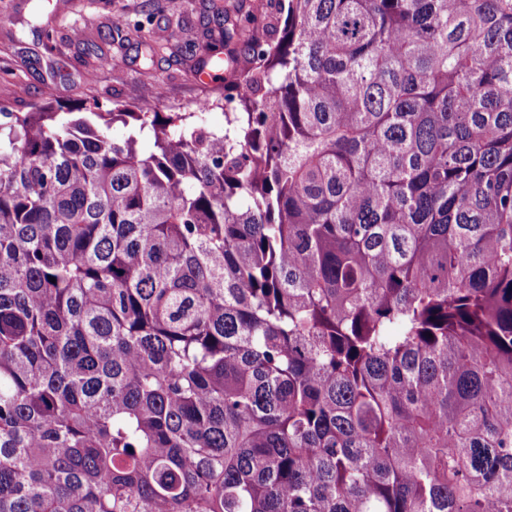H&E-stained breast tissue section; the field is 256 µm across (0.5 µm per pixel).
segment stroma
Listing matches in <instances>:
<instances>
[{
  "mask_svg": "<svg viewBox=\"0 0 512 512\" xmlns=\"http://www.w3.org/2000/svg\"><path fill=\"white\" fill-rule=\"evenodd\" d=\"M235 0H0V105L25 112L45 89L64 103L103 108L149 101L160 112H191L204 89L203 52L213 4Z\"/></svg>",
  "mask_w": 512,
  "mask_h": 512,
  "instance_id": "35a3bbf8",
  "label": "stroma"
}]
</instances>
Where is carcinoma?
I'll return each instance as SVG.
<instances>
[{"mask_svg":"<svg viewBox=\"0 0 512 512\" xmlns=\"http://www.w3.org/2000/svg\"><path fill=\"white\" fill-rule=\"evenodd\" d=\"M276 2L0 123V512H512V0Z\"/></svg>","mask_w":512,"mask_h":512,"instance_id":"carcinoma-1","label":"carcinoma"}]
</instances>
